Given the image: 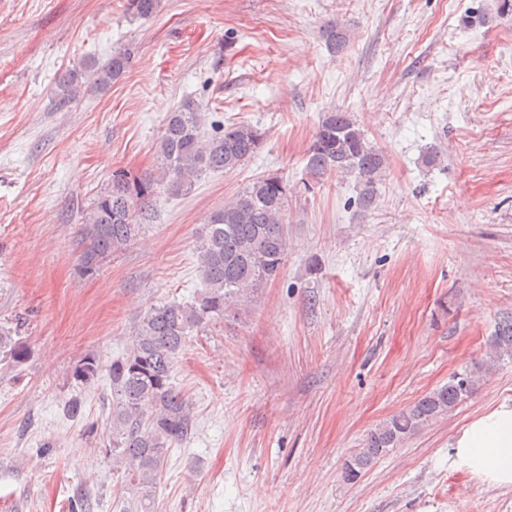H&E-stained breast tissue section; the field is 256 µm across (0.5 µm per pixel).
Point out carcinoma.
Masks as SVG:
<instances>
[{
  "mask_svg": "<svg viewBox=\"0 0 512 512\" xmlns=\"http://www.w3.org/2000/svg\"><path fill=\"white\" fill-rule=\"evenodd\" d=\"M161 0H126L129 13L150 18ZM129 57L116 53L104 64L82 63L57 78L55 96L61 103L76 98L90 83L105 89L120 79ZM262 133L249 123H234L206 135L198 105L185 101L168 113L156 153L159 173L130 177L112 173L77 230L80 270L95 273L108 257L124 250L149 221V200L160 188L176 194L191 191L206 171H233L259 149ZM307 169L314 177L328 171L352 175L360 186L359 205L376 201L377 185L386 169L384 155L366 138L347 112L323 118L309 147ZM288 189L277 176L258 177L215 211L197 236V254L207 283L192 302H166L150 308L136 322L126 352L108 368L112 389L104 432L112 438L106 454L120 474V512H156L155 496L169 447L191 434L193 407L173 383V371L192 332L224 318L227 310L257 296L275 281L286 255L284 225ZM490 352L466 376L452 378L413 405L370 431L364 447L346 462L345 478L356 480L377 459L433 421L451 412L472 392L479 377L501 360L512 358V318L499 323L489 340ZM25 352L9 334H0V361L21 362ZM99 361H79L74 377L97 379Z\"/></svg>",
  "mask_w": 512,
  "mask_h": 512,
  "instance_id": "cac0c4a2",
  "label": "carcinoma"
}]
</instances>
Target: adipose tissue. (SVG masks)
Here are the masks:
<instances>
[{"label":"adipose tissue","mask_w":512,"mask_h":512,"mask_svg":"<svg viewBox=\"0 0 512 512\" xmlns=\"http://www.w3.org/2000/svg\"><path fill=\"white\" fill-rule=\"evenodd\" d=\"M448 465L491 486L512 488V404H499L470 421L455 438Z\"/></svg>","instance_id":"obj_1"}]
</instances>
